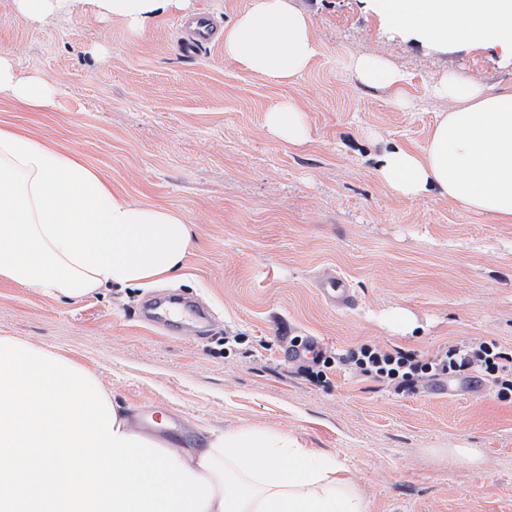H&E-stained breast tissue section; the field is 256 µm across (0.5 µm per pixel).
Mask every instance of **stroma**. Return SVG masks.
<instances>
[{
  "mask_svg": "<svg viewBox=\"0 0 512 512\" xmlns=\"http://www.w3.org/2000/svg\"><path fill=\"white\" fill-rule=\"evenodd\" d=\"M297 4L318 53L285 86L225 61L222 44L184 51L174 11L134 36L90 0L39 20L0 0V54L53 90L40 108L0 96V126L79 153L113 191L176 211L194 234L174 282L66 301L0 279V336L81 365L143 431L162 419L167 436L199 448L206 432L257 427L334 453L373 512H512V400L491 386L451 396L435 380L397 388L340 362L364 344L429 357L492 340L512 356V223L434 194L396 196L374 163L393 144L426 146L448 109L432 94L444 75L512 90V59L416 45L365 0ZM354 54L407 82L365 86L347 66ZM289 97L306 110L301 146L265 128ZM327 270L349 282L355 308L319 297ZM168 292L209 309L206 338L177 317L146 321L145 301ZM399 315L413 331L393 328ZM313 338L326 361L307 370L285 351ZM452 448L483 458L455 460Z\"/></svg>",
  "mask_w": 512,
  "mask_h": 512,
  "instance_id": "obj_1",
  "label": "stroma"
}]
</instances>
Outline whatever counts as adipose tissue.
Masks as SVG:
<instances>
[{
	"label": "adipose tissue",
	"mask_w": 512,
	"mask_h": 512,
	"mask_svg": "<svg viewBox=\"0 0 512 512\" xmlns=\"http://www.w3.org/2000/svg\"><path fill=\"white\" fill-rule=\"evenodd\" d=\"M100 16L142 35L161 12L191 0H94ZM383 24L436 47L466 42L512 55V0H372ZM224 58L285 85L318 52L295 0H251L223 29ZM349 66L370 87L405 77L374 55ZM450 107L420 150L397 146L377 175L395 195L429 192L467 212L512 223V92L450 76L434 88ZM0 94L44 106L49 87L18 78L0 55ZM270 134L306 141L291 99L266 113ZM193 245L167 208L112 191L77 156L0 126V279L77 300L112 285L178 278ZM0 512H372L335 457L292 436L230 428L201 448H175L135 428L89 373L26 341L0 336Z\"/></svg>",
	"instance_id": "adipose-tissue-1"
}]
</instances>
